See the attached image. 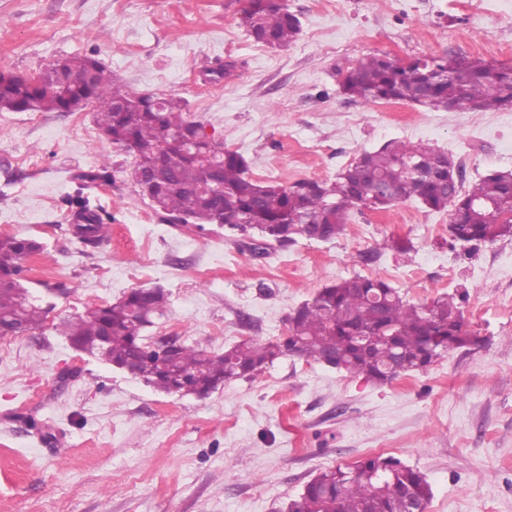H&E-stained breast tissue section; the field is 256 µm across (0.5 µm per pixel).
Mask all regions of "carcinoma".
Listing matches in <instances>:
<instances>
[{
	"instance_id": "1",
	"label": "carcinoma",
	"mask_w": 512,
	"mask_h": 512,
	"mask_svg": "<svg viewBox=\"0 0 512 512\" xmlns=\"http://www.w3.org/2000/svg\"><path fill=\"white\" fill-rule=\"evenodd\" d=\"M249 36L268 46L294 42L299 18L281 0H248ZM447 73L427 88L428 71ZM90 79L69 84L70 75ZM340 90L364 105L412 102L436 108L501 110L512 103V65L442 55L401 64L374 55L342 74ZM92 107L102 137L133 157L141 176L139 196L174 224L185 218L198 229L212 224L280 247L301 239L331 241L346 229L352 210H387L418 201L435 211L451 209L448 229L455 244H494L512 239V172L491 170L469 188L460 165L448 176L453 156L403 140L364 152L333 181L302 179L290 185L261 181L249 174L239 152L211 142L208 160L197 159L204 125L190 118L182 100L121 86L92 56L62 58L27 80L0 71V111L70 112L72 103ZM415 163L427 175L409 169ZM76 194L67 198L77 224L78 243L89 251L110 238L112 216L92 208L84 190L112 182V170L77 171ZM42 252L39 240L0 235V327L17 333L42 327L48 311L25 286V263ZM464 295H444L427 304L407 301L390 282L354 274L319 289L293 309L288 335L269 342L242 341L222 353L185 342L172 358L150 350L145 335L165 315L163 288H133L117 301L95 306L63 321L69 342L82 352L128 369L165 392L208 395L226 381L253 379L282 356L296 355L321 365L335 359L337 371L373 384H385L411 371L426 370L450 349L469 348L480 338L463 324ZM431 486L425 475L385 454L327 470L306 484L288 512H409L427 506Z\"/></svg>"
}]
</instances>
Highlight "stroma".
<instances>
[{"mask_svg": "<svg viewBox=\"0 0 512 512\" xmlns=\"http://www.w3.org/2000/svg\"><path fill=\"white\" fill-rule=\"evenodd\" d=\"M284 2L301 32L272 49L248 36L241 0H0V70L92 56L118 84L182 99L253 177L280 184L334 179L392 139L452 154L468 184L512 169V109L365 106L339 87L340 71L370 55L512 65V0ZM105 162L114 180L91 195L112 236L85 253L70 231L69 173ZM131 165L92 109L0 111V234L42 242L28 286L52 307L42 328L0 338V512H285L320 472L374 453L426 476V512H512V240L451 247L449 211L407 201L352 211L335 240L258 256L239 234L162 221ZM391 236L413 251L373 256ZM354 274L419 304L466 293L464 320L487 344L384 385L288 355L198 398L159 391L54 329L160 286L168 312L147 336L220 353L278 340L294 308Z\"/></svg>", "mask_w": 512, "mask_h": 512, "instance_id": "obj_1", "label": "stroma"}]
</instances>
